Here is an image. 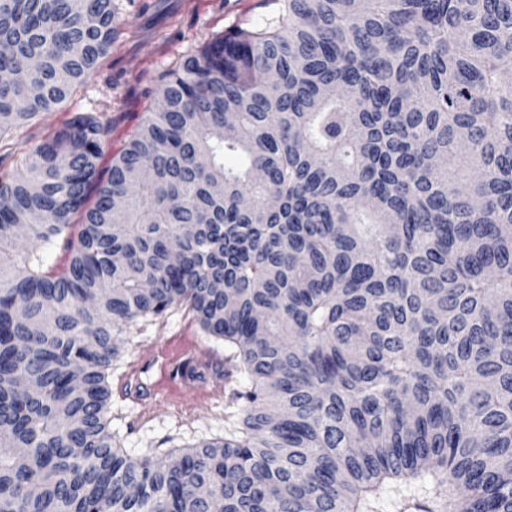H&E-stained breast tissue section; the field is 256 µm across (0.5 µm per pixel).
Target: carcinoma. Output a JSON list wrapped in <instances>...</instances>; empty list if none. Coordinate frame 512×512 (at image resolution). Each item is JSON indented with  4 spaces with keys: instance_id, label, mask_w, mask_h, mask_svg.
<instances>
[{
    "instance_id": "1",
    "label": "carcinoma",
    "mask_w": 512,
    "mask_h": 512,
    "mask_svg": "<svg viewBox=\"0 0 512 512\" xmlns=\"http://www.w3.org/2000/svg\"><path fill=\"white\" fill-rule=\"evenodd\" d=\"M116 35L114 0H0V72L36 59L0 142ZM158 97L104 169L77 113L0 172V512H512V0H280ZM178 306L240 424L132 457L109 369ZM432 489L426 482H392L385 485L377 497L367 504L366 512H422L413 509V504H426L431 499ZM408 505L406 511L404 507Z\"/></svg>"
}]
</instances>
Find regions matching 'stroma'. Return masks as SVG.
Returning <instances> with one entry per match:
<instances>
[{
	"label": "stroma",
	"mask_w": 512,
	"mask_h": 512,
	"mask_svg": "<svg viewBox=\"0 0 512 512\" xmlns=\"http://www.w3.org/2000/svg\"><path fill=\"white\" fill-rule=\"evenodd\" d=\"M120 31L101 67L56 111L25 126L0 149V170H9L53 130L79 112L99 116L108 126L102 165H109L146 113L157 106L162 74L187 56L235 28L263 25L273 14V0H116ZM172 344L189 349L194 360L186 380L169 382L164 364L156 362L146 380L154 396H135L129 388L140 362L154 359L157 348ZM229 351L221 339L208 336L187 310L171 309L159 320L131 326L109 383L111 427L133 457L149 449L176 447L218 438L234 422L225 407L227 392L244 391L248 380H224ZM432 496L428 483L393 482L368 504L370 512H403Z\"/></svg>",
	"instance_id": "1"
}]
</instances>
